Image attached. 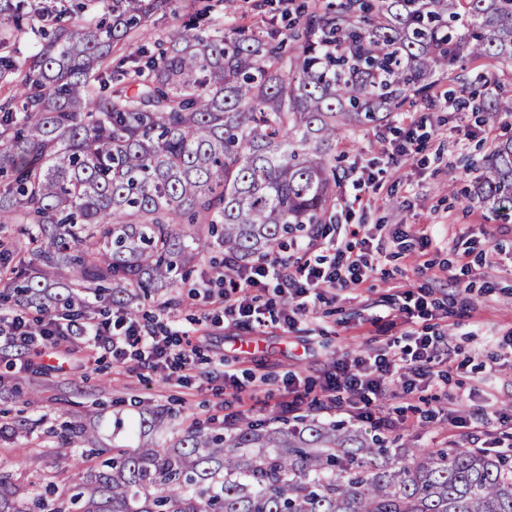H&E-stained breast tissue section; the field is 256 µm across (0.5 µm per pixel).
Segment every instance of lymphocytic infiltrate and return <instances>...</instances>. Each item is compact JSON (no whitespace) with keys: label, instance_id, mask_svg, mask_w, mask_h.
I'll return each mask as SVG.
<instances>
[{"label":"lymphocytic infiltrate","instance_id":"lymphocytic-infiltrate-1","mask_svg":"<svg viewBox=\"0 0 512 512\" xmlns=\"http://www.w3.org/2000/svg\"><path fill=\"white\" fill-rule=\"evenodd\" d=\"M327 247L333 250L335 261L326 268L311 264L304 247L289 259L262 257L235 266L232 290L223 298L225 316L236 321L258 315L256 293L270 280L278 282L281 293L307 303L319 298L321 289L341 290L359 284L376 269L369 237L332 238ZM0 337L18 349L39 347L47 355L64 342L104 347L118 362L140 351L144 354V368L154 372L187 369L194 351L192 345L177 344L172 337L158 335L135 321L127 322L124 331L116 334L111 321L94 322L76 315L32 323L17 313H0ZM413 342L409 350L389 344L337 360L322 386L330 407L344 409L357 420L373 419L380 429H392L394 422L389 417H373V400L389 383H400L407 391L429 385L442 352L441 337L420 335Z\"/></svg>","mask_w":512,"mask_h":512}]
</instances>
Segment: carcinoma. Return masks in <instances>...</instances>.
Here are the masks:
<instances>
[{
    "mask_svg": "<svg viewBox=\"0 0 512 512\" xmlns=\"http://www.w3.org/2000/svg\"><path fill=\"white\" fill-rule=\"evenodd\" d=\"M112 20L60 23L45 0H0V23L33 34L15 59L0 37V282L18 301L129 316L173 273L218 245L231 263L331 222L336 144L411 98L437 70L490 58L512 66V0H337L289 35L224 29L222 0L142 46L112 78L116 47L172 0H105ZM479 112L512 114V99ZM477 193L512 219V136L484 160ZM140 419L138 445L63 441L102 458L68 500L55 484L20 497L0 472V512H512V458L478 449L414 452L357 428L302 417L195 427Z\"/></svg>",
    "mask_w": 512,
    "mask_h": 512,
    "instance_id": "carcinoma-1",
    "label": "carcinoma"
}]
</instances>
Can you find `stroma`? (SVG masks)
<instances>
[{
    "label": "stroma",
    "mask_w": 512,
    "mask_h": 512,
    "mask_svg": "<svg viewBox=\"0 0 512 512\" xmlns=\"http://www.w3.org/2000/svg\"><path fill=\"white\" fill-rule=\"evenodd\" d=\"M329 0H225L224 19L248 31L287 33L301 10H324ZM455 78L438 80L439 103L423 101L388 114L380 126L357 128L336 146L343 175L337 197L372 196L370 208L352 221L364 225L384 252L375 273L359 286L324 290L297 315L293 327L273 322L258 328L225 319L220 303L198 297L203 267H195L177 291V301L150 297L140 323L187 331L195 346L190 370L174 375L142 367L139 357L113 362L103 348L89 351L86 370L51 366L37 350L20 352L0 338V471L20 491L56 484L57 497L83 483L95 459L67 470L57 466L66 452V426L98 425L112 438L115 419L138 421L144 407L164 410L169 433L195 426L263 421L280 413L289 381L304 396L302 415L325 422L357 424L342 411L324 412L316 403L333 363L390 341L406 345L407 333H443L446 363L434 366L428 388L407 393L388 385L372 411L397 419L391 431L399 447L437 450L471 448L469 436L498 446L512 444V222L496 221L474 198V185L492 145L512 135V115L491 120L459 105L465 89L485 97H512V70L488 59L466 60ZM423 119L421 153L388 164L380 141L400 142L406 126ZM374 175L360 183L362 172ZM417 303L412 317L401 308ZM239 379L237 394L224 391L225 372ZM35 405H27L28 395ZM29 429L17 431L20 419Z\"/></svg>",
    "instance_id": "35a3bbf8"
}]
</instances>
